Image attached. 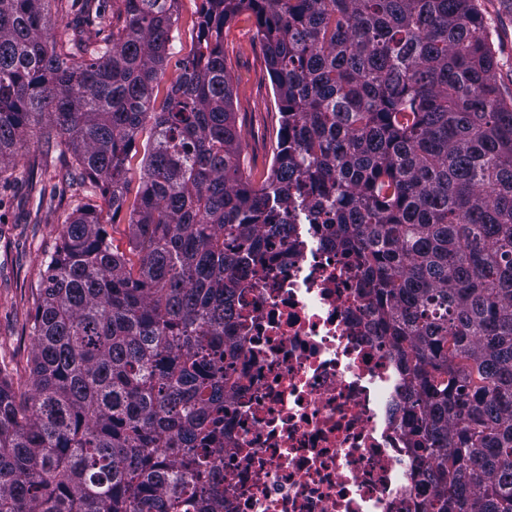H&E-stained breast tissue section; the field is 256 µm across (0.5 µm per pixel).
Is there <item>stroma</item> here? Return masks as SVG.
<instances>
[{
  "instance_id": "obj_1",
  "label": "stroma",
  "mask_w": 512,
  "mask_h": 512,
  "mask_svg": "<svg viewBox=\"0 0 512 512\" xmlns=\"http://www.w3.org/2000/svg\"><path fill=\"white\" fill-rule=\"evenodd\" d=\"M492 34L503 92L512 91V0H478ZM256 22L245 11L224 29V58L232 88L235 122L245 137L244 168L253 179L269 173L279 132V113ZM59 148L32 142L19 150L17 169L25 181L0 180V366L15 388L25 389L26 359L33 348L29 321L33 295L42 282L46 254L59 232L58 218L69 202L38 207L40 189L52 188L65 162Z\"/></svg>"
}]
</instances>
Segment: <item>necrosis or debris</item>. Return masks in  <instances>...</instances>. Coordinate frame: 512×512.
Here are the masks:
<instances>
[{
    "instance_id": "obj_1",
    "label": "necrosis or debris",
    "mask_w": 512,
    "mask_h": 512,
    "mask_svg": "<svg viewBox=\"0 0 512 512\" xmlns=\"http://www.w3.org/2000/svg\"><path fill=\"white\" fill-rule=\"evenodd\" d=\"M325 220L311 203L235 271L225 512H420L432 495L396 355Z\"/></svg>"
}]
</instances>
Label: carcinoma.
<instances>
[{
  "label": "carcinoma",
  "instance_id": "obj_1",
  "mask_svg": "<svg viewBox=\"0 0 512 512\" xmlns=\"http://www.w3.org/2000/svg\"><path fill=\"white\" fill-rule=\"evenodd\" d=\"M56 14L71 32L51 33ZM0 0V166L33 122L86 177L33 300L30 384L0 369V512H219L231 270L300 194L333 212L420 411L422 512H512V102L475 0ZM256 18L280 114L244 176L224 26ZM142 169L120 250L119 211ZM198 4V0H181L180 4L178 5L181 40L173 43V49L171 51L173 54L170 55L169 61L165 66L166 74L164 79L167 81L176 75L175 65L177 60L183 55L187 54L191 48L190 27L192 25V20H194L196 17L195 12L197 10Z\"/></svg>",
  "mask_w": 512,
  "mask_h": 512
}]
</instances>
